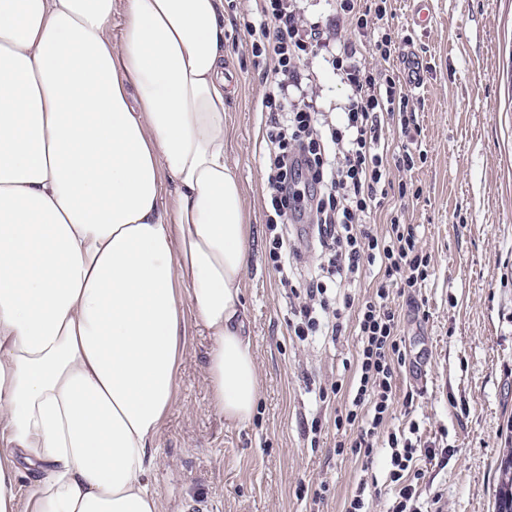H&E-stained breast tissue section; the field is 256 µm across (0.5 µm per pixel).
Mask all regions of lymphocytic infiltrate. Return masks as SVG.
<instances>
[{
    "mask_svg": "<svg viewBox=\"0 0 512 512\" xmlns=\"http://www.w3.org/2000/svg\"><path fill=\"white\" fill-rule=\"evenodd\" d=\"M253 56L270 58L272 91L261 104L267 114V224L272 233L269 259L282 285L301 303L293 325L295 336L341 334L346 313H353L358 338L356 365L349 378L331 385L344 394L337 428L352 431L353 440L337 442V454L352 452L373 459L377 447L390 450V480L395 500L390 512H424L411 475L418 457H433L411 439L386 432L398 401L396 367L405 355L398 340L395 296L415 293L431 275L430 259L419 244L416 225L391 222L385 231L372 224L373 213L390 191L406 195V183H393L391 167L412 169L413 152L403 148L387 157L382 146L381 114L397 115L401 128L415 124L408 98L397 93L393 77L355 64L352 50L340 51L332 66L349 86L345 112L331 120L301 93L300 65L316 56L322 44L318 27H304L294 0H262L259 18L247 23ZM303 224L302 241L292 240L290 227ZM314 262L295 288L294 262L302 252ZM374 271L371 295L332 301L329 292L346 281Z\"/></svg>",
    "mask_w": 512,
    "mask_h": 512,
    "instance_id": "lymphocytic-infiltrate-1",
    "label": "lymphocytic infiltrate"
}]
</instances>
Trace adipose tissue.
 I'll return each instance as SVG.
<instances>
[{
    "label": "adipose tissue",
    "instance_id": "obj_1",
    "mask_svg": "<svg viewBox=\"0 0 512 512\" xmlns=\"http://www.w3.org/2000/svg\"><path fill=\"white\" fill-rule=\"evenodd\" d=\"M224 98V0H0V512H161L185 321L213 409L251 421Z\"/></svg>",
    "mask_w": 512,
    "mask_h": 512
}]
</instances>
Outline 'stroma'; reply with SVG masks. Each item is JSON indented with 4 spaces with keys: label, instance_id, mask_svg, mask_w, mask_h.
<instances>
[{
    "label": "stroma",
    "instance_id": "obj_1",
    "mask_svg": "<svg viewBox=\"0 0 512 512\" xmlns=\"http://www.w3.org/2000/svg\"><path fill=\"white\" fill-rule=\"evenodd\" d=\"M412 0H387L386 22L399 46L413 44L424 87L409 96L424 152L394 181L419 196L391 193L377 217L417 225L432 275L414 297L399 296V336L406 362L397 366L399 396L418 424L417 437L447 457L424 458L417 490L430 512H494L498 465L512 448V0H431L426 33L414 32ZM259 0H224L226 157L245 189L252 226L242 303L260 393L249 425L224 421L208 401L209 337L188 329L177 401L161 426L152 481L164 512H343L358 483L374 495L370 512H387L393 485L382 463L337 455L334 426L341 402L329 389L354 361L352 326L341 336L300 341L289 327L285 288L268 257L261 100L271 60L254 57L245 30ZM301 20L318 24L331 49L351 47L356 61L400 75V54L381 59L372 35H358L353 15L334 0H300ZM302 84L318 111L342 112L350 89L324 58L305 62ZM326 390L325 424L312 429L315 397Z\"/></svg>",
    "mask_w": 512,
    "mask_h": 512
}]
</instances>
